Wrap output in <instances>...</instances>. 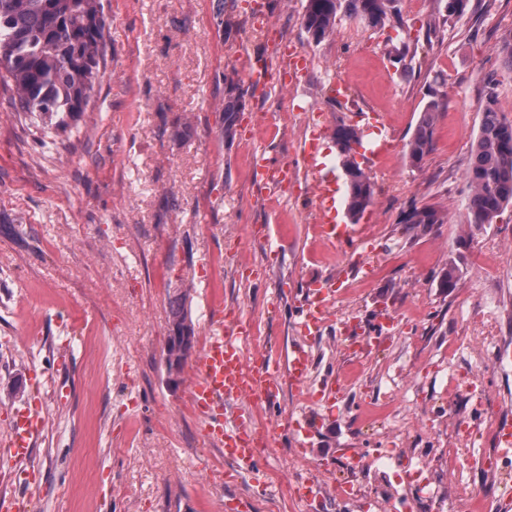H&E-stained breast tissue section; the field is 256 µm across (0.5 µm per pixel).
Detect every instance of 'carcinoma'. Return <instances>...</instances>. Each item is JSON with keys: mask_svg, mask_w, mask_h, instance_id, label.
I'll list each match as a JSON object with an SVG mask.
<instances>
[{"mask_svg": "<svg viewBox=\"0 0 512 512\" xmlns=\"http://www.w3.org/2000/svg\"><path fill=\"white\" fill-rule=\"evenodd\" d=\"M394 0H307L304 31L320 43L332 36L343 13L371 27L390 21ZM108 27L103 0H0V84L8 88L16 108L31 123L65 132L88 111L91 94L103 77ZM244 90L224 75V135L232 133ZM442 99L433 95L408 143V159L419 165L431 151ZM333 138L341 158L348 194L346 209L356 221L373 204L375 182L356 162L352 151L361 133L353 125H336ZM470 189L469 224L480 228L512 203V121L497 111L494 94L482 107V120L465 172ZM435 205L415 206L406 223L428 229L445 223ZM190 294L169 300V325L194 329Z\"/></svg>", "mask_w": 512, "mask_h": 512, "instance_id": "carcinoma-1", "label": "carcinoma"}]
</instances>
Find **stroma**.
<instances>
[{
  "mask_svg": "<svg viewBox=\"0 0 512 512\" xmlns=\"http://www.w3.org/2000/svg\"><path fill=\"white\" fill-rule=\"evenodd\" d=\"M268 24L307 54L310 69L289 87L253 84L251 63L271 59L246 0H104L109 24L105 74L85 118L65 136L43 132L0 86V432L26 401L46 420L31 457L0 469V505L32 499L34 512H226L244 498L251 512H311L289 489L317 479L349 480L348 501L327 495L319 512H470L476 486L488 500L512 493V472L484 470L495 442L458 446L460 417L479 405L449 401L448 372L484 373L488 402L512 413V204L494 223H467L471 159L487 91L512 119V70L496 53L512 32V0H470L451 17L445 0L412 12L397 0L398 26L370 27L338 16L330 38L314 42L301 22L306 0H263ZM247 91L233 136H224V76ZM495 88H488V78ZM350 100L383 117L363 128L357 162L376 184L359 220L360 249L342 257L315 234V181L300 169L286 193L263 189L258 151L292 161L312 129L325 130L323 175L336 185V221L349 224L346 177L332 134L354 123ZM446 95L434 145L411 165L407 144L429 100ZM188 126L186 137L174 130ZM385 145L370 157L369 144ZM446 214L429 230H406L412 205ZM357 271L344 284L321 332L296 324L310 284ZM456 263V287L439 273ZM190 289L197 346L215 316L251 325L246 354L287 360L300 343L313 368L298 397L285 381L257 409L273 442L250 479L231 477L224 451L204 434L188 398L194 371L178 386L162 363L169 300ZM366 346L347 351L349 329ZM25 384L16 394V381ZM335 384L332 407L314 397ZM323 412L304 452L290 424ZM461 463L448 466V451ZM341 448L363 460L389 455L385 469H353ZM305 465H298V456ZM423 469L440 490L426 500L410 473Z\"/></svg>",
  "mask_w": 512,
  "mask_h": 512,
  "instance_id": "35a3bbf8",
  "label": "stroma"
}]
</instances>
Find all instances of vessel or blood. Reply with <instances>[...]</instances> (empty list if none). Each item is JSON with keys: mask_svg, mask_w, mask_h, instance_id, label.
Listing matches in <instances>:
<instances>
[{"mask_svg": "<svg viewBox=\"0 0 512 512\" xmlns=\"http://www.w3.org/2000/svg\"><path fill=\"white\" fill-rule=\"evenodd\" d=\"M321 133H313L301 152V163L309 172L325 169L326 161L321 151ZM254 165L257 175L265 183L287 188L294 176L288 165H276L263 155H256ZM336 211V190L326 181L317 184V234L320 239L340 245L344 255L358 249L361 239L348 229L339 228L333 215ZM338 290L327 280L316 281L303 304L300 331L312 336L318 334L335 305ZM249 327L238 317H222L216 322L202 353L200 369L193 381L189 399L202 416L208 439L223 448L225 459L239 476L248 478L254 472L257 454L253 448L257 421L252 410L242 409L232 416H225L224 403L250 399L252 402L268 401L276 396L281 386L282 372H289L297 383H304L310 368L311 356L305 347H296L288 364H280L272 355H261L259 363L247 362L239 347L240 340L249 336ZM42 418L38 410L28 405L16 409L15 422L9 435L0 442V452L10 459H23L32 452L34 441L42 431Z\"/></svg>", "mask_w": 512, "mask_h": 512, "instance_id": "b4317fda", "label": "vessel or blood"}]
</instances>
